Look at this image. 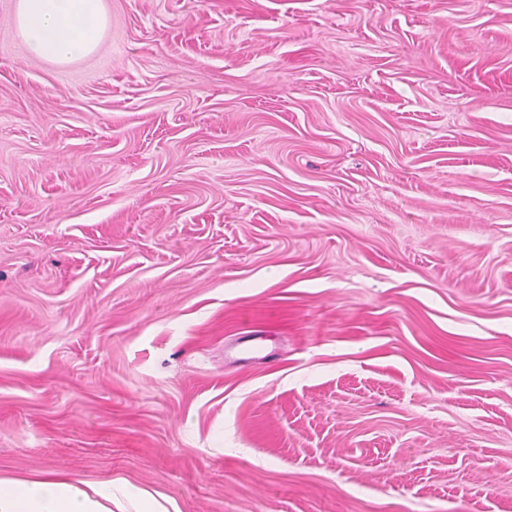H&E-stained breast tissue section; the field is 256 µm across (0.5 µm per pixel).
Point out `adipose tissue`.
I'll list each match as a JSON object with an SVG mask.
<instances>
[{
	"label": "adipose tissue",
	"mask_w": 512,
	"mask_h": 512,
	"mask_svg": "<svg viewBox=\"0 0 512 512\" xmlns=\"http://www.w3.org/2000/svg\"><path fill=\"white\" fill-rule=\"evenodd\" d=\"M15 21L34 57L68 65L94 54L107 27L104 0H17ZM112 483H93L46 470L0 477V512H171L170 501L140 491L120 508Z\"/></svg>",
	"instance_id": "obj_1"
}]
</instances>
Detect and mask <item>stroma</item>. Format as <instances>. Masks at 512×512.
<instances>
[{
    "instance_id": "1",
    "label": "stroma",
    "mask_w": 512,
    "mask_h": 512,
    "mask_svg": "<svg viewBox=\"0 0 512 512\" xmlns=\"http://www.w3.org/2000/svg\"><path fill=\"white\" fill-rule=\"evenodd\" d=\"M105 5L0 0V477L512 512V0ZM105 0H17L15 21L34 57L68 65L94 54L107 27Z\"/></svg>"
}]
</instances>
